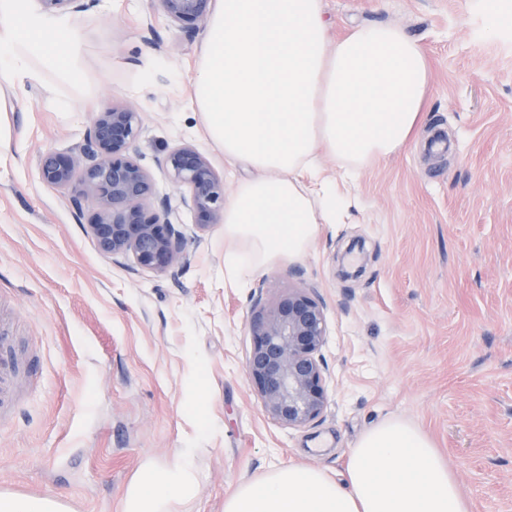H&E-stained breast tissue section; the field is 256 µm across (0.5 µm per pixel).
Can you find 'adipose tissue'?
<instances>
[{"label": "adipose tissue", "mask_w": 512, "mask_h": 512, "mask_svg": "<svg viewBox=\"0 0 512 512\" xmlns=\"http://www.w3.org/2000/svg\"><path fill=\"white\" fill-rule=\"evenodd\" d=\"M41 59L80 82L75 24L0 0V80H37ZM189 105L232 162L251 174L224 201V257L238 276L300 258L319 225L334 224L352 198L326 182L320 154L343 175L401 151L427 111L431 68L403 28L360 23L336 31L324 0H215L188 74ZM191 450L172 465L145 464L126 489L123 512H170L193 499ZM224 512H469L428 437L401 418L367 430L344 480L307 467L271 469L245 482Z\"/></svg>", "instance_id": "adipose-tissue-1"}]
</instances>
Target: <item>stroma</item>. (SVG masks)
<instances>
[{
  "mask_svg": "<svg viewBox=\"0 0 512 512\" xmlns=\"http://www.w3.org/2000/svg\"><path fill=\"white\" fill-rule=\"evenodd\" d=\"M337 31L403 27L432 66L423 128L365 166L345 223L320 225L306 253L239 285L223 225L188 239L178 274L134 271L99 253L67 191L38 177L41 152H69L105 106L134 105L132 154L159 162L183 143L226 160L188 106L203 33L186 38L158 0L76 15L86 79L0 84V334L26 380L0 415V495L52 498L66 512H122L149 461L195 449L199 489L175 512H224L276 466L343 479L377 423L423 431L469 512H512V0H325ZM323 302L328 402L301 428L270 419L249 383L261 282Z\"/></svg>",
  "mask_w": 512,
  "mask_h": 512,
  "instance_id": "35a3bbf8",
  "label": "stroma"
}]
</instances>
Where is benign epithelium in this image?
Here are the masks:
<instances>
[{"label": "benign epithelium", "mask_w": 512, "mask_h": 512, "mask_svg": "<svg viewBox=\"0 0 512 512\" xmlns=\"http://www.w3.org/2000/svg\"><path fill=\"white\" fill-rule=\"evenodd\" d=\"M44 9L82 13L98 0H39ZM168 18L191 38L208 23L212 0H160ZM143 130V118L131 104L96 113L82 141L67 154L52 149L38 157L42 182L70 193L80 212L87 201L93 212L86 232L97 250L134 270L174 274L189 263L186 229L179 209L198 215L196 235L224 222V180L210 158L195 146L170 149L160 162L178 202L157 191L153 174L131 155ZM253 348L246 360L249 382L264 411L288 427H305L322 414L327 393L320 355L327 336L324 305L312 291L288 287L267 303H257L251 321Z\"/></svg>", "instance_id": "obj_1"}]
</instances>
